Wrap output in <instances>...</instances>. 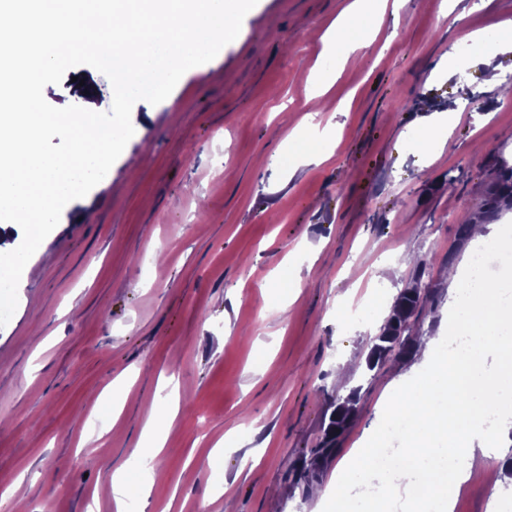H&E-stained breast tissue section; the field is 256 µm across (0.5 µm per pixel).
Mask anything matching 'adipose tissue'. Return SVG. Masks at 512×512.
I'll return each instance as SVG.
<instances>
[{
    "mask_svg": "<svg viewBox=\"0 0 512 512\" xmlns=\"http://www.w3.org/2000/svg\"><path fill=\"white\" fill-rule=\"evenodd\" d=\"M379 15V7L371 0H352L327 39L337 56L366 47L370 28ZM505 293L498 283L470 288L461 283L455 290L454 307L457 322L482 338L484 347L498 350L506 370L487 372L482 353L467 347L437 350L427 379L390 402L391 415L407 423L408 453L403 473L413 479L407 492L410 512H452L448 489L462 479L465 469L452 464L428 468L425 460L448 446L464 457L465 468L480 465L474 443L481 434L474 430L473 422L489 404L499 403L502 396L512 393V333L500 331L502 325H512V315L496 309Z\"/></svg>",
    "mask_w": 512,
    "mask_h": 512,
    "instance_id": "ef3b65f1",
    "label": "adipose tissue"
}]
</instances>
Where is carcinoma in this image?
Returning a JSON list of instances; mask_svg holds the SVG:
<instances>
[{"label": "carcinoma", "instance_id": "cac0c4a2", "mask_svg": "<svg viewBox=\"0 0 512 512\" xmlns=\"http://www.w3.org/2000/svg\"><path fill=\"white\" fill-rule=\"evenodd\" d=\"M490 181L481 198L474 218L459 225L460 239L470 236L471 226L489 223L496 219L503 210H512V166L498 161L494 155H489ZM433 297V289L407 288L399 293L392 306V313L373 339L370 355L367 361L368 370H373L379 362L388 356L398 359L409 358L416 350L415 338L408 335L411 319L419 316L422 308ZM358 390L354 389L345 398L336 397L332 402V411L324 429L322 438L309 455L292 467L293 484L309 492L310 488L321 476L324 465L338 454L339 437L344 429L354 419Z\"/></svg>", "mask_w": 512, "mask_h": 512}]
</instances>
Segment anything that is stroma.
<instances>
[{
  "instance_id": "stroma-1",
  "label": "stroma",
  "mask_w": 512,
  "mask_h": 512,
  "mask_svg": "<svg viewBox=\"0 0 512 512\" xmlns=\"http://www.w3.org/2000/svg\"><path fill=\"white\" fill-rule=\"evenodd\" d=\"M349 0H258L236 41L185 73L171 94L137 101L134 134L104 179L69 202L21 277L0 329V492L22 483L25 512H117L112 472L150 476L139 438L180 379L151 497L127 512H185L207 484L205 512H331L338 467L368 447L393 390L425 373L390 358L368 369L371 341L415 281L402 254L427 259L434 294L410 333L446 339L449 265L489 178L488 156L512 165V106L495 102L486 66L512 84V50L483 53L471 34L512 19V0H406L385 9L367 47L337 62L326 34ZM330 77L309 98L310 74ZM88 81L100 111L112 84L79 65L47 102L80 104ZM316 113L328 157L302 162L303 120ZM448 115L443 145L422 147L423 118ZM301 269L280 316L270 274ZM137 365L118 419L97 405ZM357 391L356 416L316 493L288 478L323 434L333 398ZM224 459L209 465L216 442ZM489 448L454 512H512ZM158 390L165 391L169 399V405L165 408L166 415L163 417V421L170 424L174 420L178 409L179 384L175 375L162 377L158 383Z\"/></svg>"
}]
</instances>
